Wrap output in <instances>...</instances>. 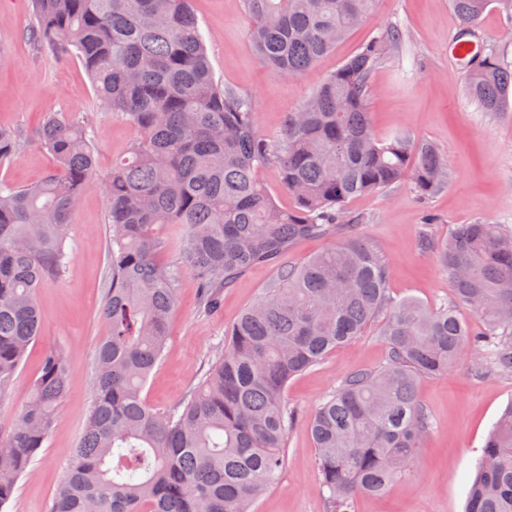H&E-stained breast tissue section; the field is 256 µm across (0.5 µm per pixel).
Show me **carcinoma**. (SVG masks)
<instances>
[{
  "instance_id": "carcinoma-1",
  "label": "carcinoma",
  "mask_w": 512,
  "mask_h": 512,
  "mask_svg": "<svg viewBox=\"0 0 512 512\" xmlns=\"http://www.w3.org/2000/svg\"><path fill=\"white\" fill-rule=\"evenodd\" d=\"M378 0H243L259 60L298 77L336 50ZM492 0H452L456 39ZM30 40L78 59L104 108L139 131L105 176L110 228L101 322L84 434L49 512H252L284 465L288 382L362 335L380 314L385 364L347 375L309 421L329 512H351L409 471L430 416L416 383L448 374L490 350L512 371V229L457 224L437 248L455 301L479 321L415 298L392 299L390 267L346 222L353 197L405 179L427 198L447 170L444 156L405 133L373 131L368 111L376 67L400 54L398 26L363 43L296 111L280 135L257 127L247 95L219 84L190 0H31ZM468 95L486 112L512 106V59L480 45L461 60ZM56 167L31 186L0 181V406L39 336L37 289L61 276L67 229L96 175L85 125L51 112L38 130ZM0 127V165L22 150ZM275 165L278 206L258 171ZM169 233L160 236L159 227ZM305 237L332 240L297 265L282 262ZM174 253L169 264L161 256ZM276 270L262 296L224 331V347L179 405L143 396L170 335L183 273L203 310L256 265ZM70 366L50 349L31 397L0 434V512L52 435ZM466 512H512V405L490 432Z\"/></svg>"
}]
</instances>
